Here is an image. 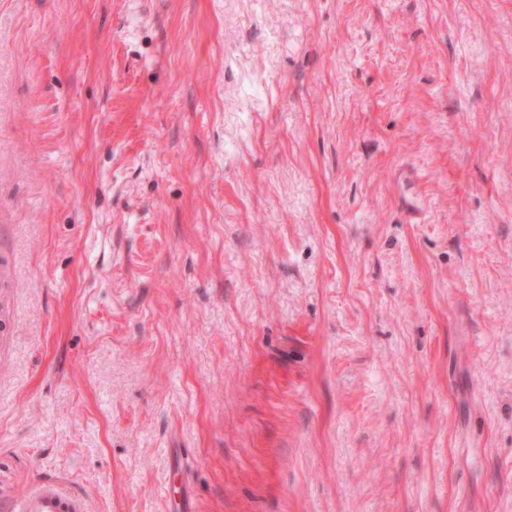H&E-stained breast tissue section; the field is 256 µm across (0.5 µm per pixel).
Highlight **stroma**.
<instances>
[{
  "instance_id": "stroma-1",
  "label": "stroma",
  "mask_w": 512,
  "mask_h": 512,
  "mask_svg": "<svg viewBox=\"0 0 512 512\" xmlns=\"http://www.w3.org/2000/svg\"><path fill=\"white\" fill-rule=\"evenodd\" d=\"M39 479L512 512V0H0V512Z\"/></svg>"
}]
</instances>
